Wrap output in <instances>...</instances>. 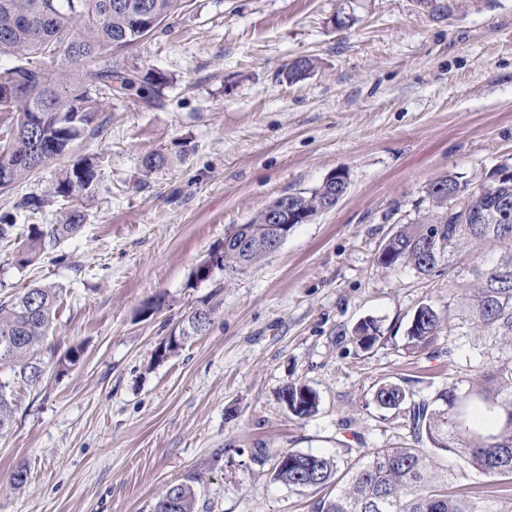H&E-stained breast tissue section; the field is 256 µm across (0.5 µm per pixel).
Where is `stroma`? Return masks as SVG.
I'll return each instance as SVG.
<instances>
[{"label": "stroma", "instance_id": "stroma-1", "mask_svg": "<svg viewBox=\"0 0 512 512\" xmlns=\"http://www.w3.org/2000/svg\"><path fill=\"white\" fill-rule=\"evenodd\" d=\"M443 2L440 16L417 0H186L120 50L167 83L154 106L112 98L102 131L75 144L101 176L81 202L83 232L61 246L67 262L13 261L29 224L59 223L70 209L59 198L17 217L11 243H0V297L59 288L47 343L83 346L76 366L17 389L13 428L0 438V512H150L186 477L196 512H312L317 493L275 479L280 451L347 460L406 445L403 410L374 400L381 383L419 401L466 387L491 363L493 337L466 326L408 352L414 309L456 305L457 292L447 274L376 263L431 181H476L512 163V0ZM300 57L314 70L286 80ZM157 151L170 165L142 176ZM339 170L348 188L333 209L247 272L195 281L233 225ZM219 280L209 330L156 360L157 344ZM158 295L164 309L141 315ZM368 317L382 339L366 351L354 329ZM294 381L319 395L311 417L280 398ZM20 466L27 480L10 488ZM451 489L512 512V490L476 468Z\"/></svg>", "mask_w": 512, "mask_h": 512}]
</instances>
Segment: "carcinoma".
<instances>
[{
  "instance_id": "obj_1",
  "label": "carcinoma",
  "mask_w": 512,
  "mask_h": 512,
  "mask_svg": "<svg viewBox=\"0 0 512 512\" xmlns=\"http://www.w3.org/2000/svg\"><path fill=\"white\" fill-rule=\"evenodd\" d=\"M183 0H0V56L14 58L11 68L0 71V112L12 113L7 143L0 145V192L36 177L60 160L73 144L100 132L104 98L112 94L141 95L144 84L158 89L163 76L140 78L137 68L112 62V54L151 36L173 16ZM42 59H57L63 75L51 78L38 67ZM314 68L308 58L288 64L286 76L297 81ZM169 163L162 152L142 160L145 172ZM100 169L95 158L84 156L59 170L50 196L81 201L93 195ZM467 206L474 221L465 224L449 214L448 194ZM512 201V167L501 164L485 172L482 180L468 182L454 174L431 181L418 216L400 224L381 246L376 263L385 269L409 267L431 277L448 267V277L467 278L463 289L470 325L499 338L495 363L477 371L469 389L456 387L433 399L413 402L408 410V429L413 444L374 448L366 455L344 462L336 457L294 450L282 451L275 464V478L298 490L332 488L335 495L319 498L314 512H487L480 498H463L448 492V476L433 471L434 456L441 450L458 457L457 469L475 464L489 478H512V208L502 215L503 199ZM336 199L335 184L325 180L309 192L283 195L272 200L247 223L228 232L230 237L268 223V211L284 206L290 215L314 217ZM47 200L27 195L15 204L17 212L31 216ZM86 215L78 207L68 210L60 224L42 229L32 224L14 260L30 265L44 254H56L62 241L78 236ZM269 252L256 249L244 255L229 246L212 253V268L228 276L244 273L263 261ZM223 287L202 297L200 309L215 319L222 305ZM57 288L32 287L0 300V369L10 377L0 381V437L13 424L14 389L32 387L46 374L40 351L52 327ZM194 314L182 317L170 337L158 345L159 357L168 358L194 336L205 333ZM459 327L450 309L421 303L407 330L405 349L418 353L430 348L439 336ZM365 349L375 346L380 330L370 319L356 329ZM79 345L68 347L56 361L64 372L81 358ZM289 411L300 418L318 410V396L305 384L290 383L282 390ZM378 405L399 409L406 393L397 383L384 382L375 393ZM497 413L503 425L482 433L473 418L480 407ZM453 431L455 445L448 444ZM197 492L187 478L166 485L152 512H195Z\"/></svg>"
}]
</instances>
